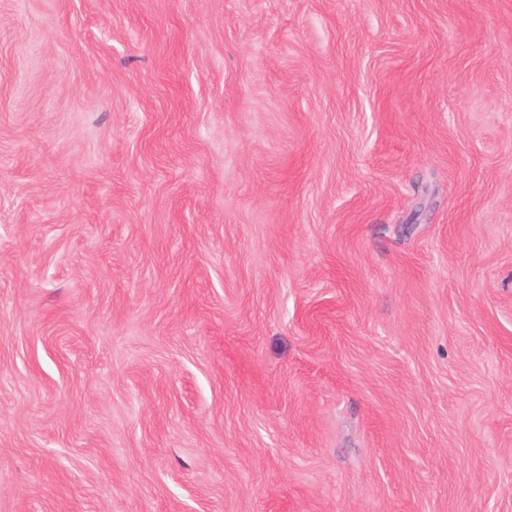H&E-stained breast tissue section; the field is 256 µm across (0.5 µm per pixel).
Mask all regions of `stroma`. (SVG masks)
Listing matches in <instances>:
<instances>
[{
  "mask_svg": "<svg viewBox=\"0 0 512 512\" xmlns=\"http://www.w3.org/2000/svg\"><path fill=\"white\" fill-rule=\"evenodd\" d=\"M0 512H512V0H0Z\"/></svg>",
  "mask_w": 512,
  "mask_h": 512,
  "instance_id": "1",
  "label": "stroma"
}]
</instances>
